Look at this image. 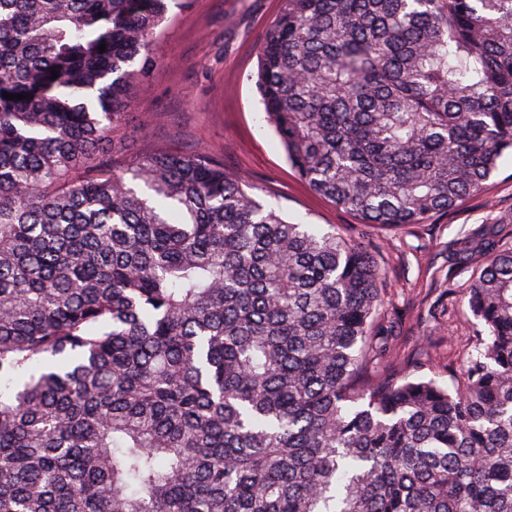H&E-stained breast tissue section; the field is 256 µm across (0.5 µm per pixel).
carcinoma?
<instances>
[{"label": "carcinoma", "mask_w": 512, "mask_h": 512, "mask_svg": "<svg viewBox=\"0 0 512 512\" xmlns=\"http://www.w3.org/2000/svg\"><path fill=\"white\" fill-rule=\"evenodd\" d=\"M168 13L0 0V512H512V247L453 387L397 361L344 228L110 152ZM255 85L313 191L423 224L512 153V0H282Z\"/></svg>", "instance_id": "cac0c4a2"}]
</instances>
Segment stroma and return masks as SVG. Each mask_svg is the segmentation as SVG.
Wrapping results in <instances>:
<instances>
[{
    "instance_id": "stroma-1",
    "label": "stroma",
    "mask_w": 512,
    "mask_h": 512,
    "mask_svg": "<svg viewBox=\"0 0 512 512\" xmlns=\"http://www.w3.org/2000/svg\"><path fill=\"white\" fill-rule=\"evenodd\" d=\"M281 0H175L155 52L159 65L134 91L125 127L114 142L121 155L157 148L198 150L223 159L260 201L294 222L326 228L355 223L354 215L316 194L300 179L265 120L255 87L258 48ZM499 224L512 241V154L504 155L486 188L426 223L373 234L386 261L388 314L400 327L399 356L424 348L426 376L448 384L452 367L473 352L479 322L440 291L464 288L485 263L482 254L457 265L453 250L485 225Z\"/></svg>"
}]
</instances>
